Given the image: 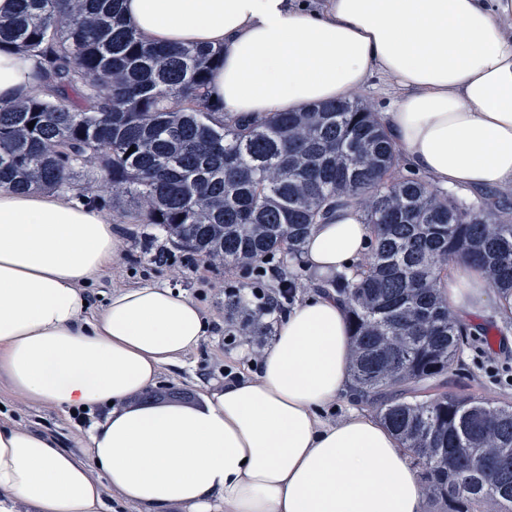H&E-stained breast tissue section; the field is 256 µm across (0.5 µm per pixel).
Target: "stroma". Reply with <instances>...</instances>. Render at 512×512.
<instances>
[{"label": "stroma", "mask_w": 512, "mask_h": 512, "mask_svg": "<svg viewBox=\"0 0 512 512\" xmlns=\"http://www.w3.org/2000/svg\"><path fill=\"white\" fill-rule=\"evenodd\" d=\"M120 222L126 228L122 261L90 287L89 304L102 308L114 288L146 280L181 289L198 300L213 322L211 336L193 356L191 370L165 368L149 394L154 403L197 405L202 385L223 378L225 359L241 349L257 352L274 335L275 320L255 312V275L171 247L164 233L139 223L134 204L125 205ZM160 251L166 252L167 264H152V256ZM465 322L472 336L448 374L447 391L512 403V318L493 309L466 317ZM230 332L235 341H227ZM0 408L19 424L51 435L68 451L81 454L87 426L81 416H63L56 407L21 400L1 386Z\"/></svg>", "instance_id": "obj_1"}]
</instances>
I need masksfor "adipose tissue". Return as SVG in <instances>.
<instances>
[{
    "instance_id": "ef3b65f1",
    "label": "adipose tissue",
    "mask_w": 512,
    "mask_h": 512,
    "mask_svg": "<svg viewBox=\"0 0 512 512\" xmlns=\"http://www.w3.org/2000/svg\"><path fill=\"white\" fill-rule=\"evenodd\" d=\"M150 42L222 52L209 84L238 119L399 92L382 122L435 186L512 192V0H122ZM32 59L0 51V105L40 91ZM111 213L58 191L0 189V381L63 414L110 406L86 455L0 418V512H427L425 487L374 414L329 409L352 386L347 309L326 281L353 273L371 236L347 204L298 254L315 292L278 314L252 373L207 383L196 406L137 405L187 366L211 320L185 292L145 281L97 311L87 288L120 259ZM451 310L483 312L485 274L451 264Z\"/></svg>"
}]
</instances>
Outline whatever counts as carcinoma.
Returning <instances> with one entry per match:
<instances>
[{"label": "carcinoma", "instance_id": "obj_1", "mask_svg": "<svg viewBox=\"0 0 512 512\" xmlns=\"http://www.w3.org/2000/svg\"><path fill=\"white\" fill-rule=\"evenodd\" d=\"M120 2L15 0L0 18V50L33 57L43 83L0 106V189L96 202L102 188L139 203V222L183 251L246 269L296 259L313 225L360 201L371 254L328 280L348 309L359 402L377 407L450 512H512V405L410 396L444 380L466 344L439 288L450 263L467 260L512 302L509 208L394 177L399 152L358 101L227 118L208 94L221 53L149 43Z\"/></svg>", "mask_w": 512, "mask_h": 512}]
</instances>
